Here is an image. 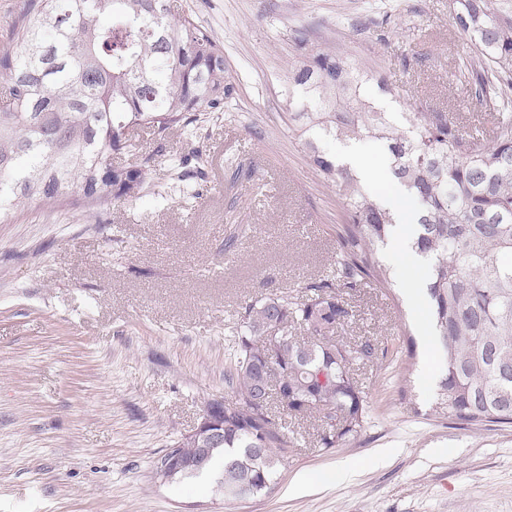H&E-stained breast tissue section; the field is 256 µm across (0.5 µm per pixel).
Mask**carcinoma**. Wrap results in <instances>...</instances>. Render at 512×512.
Instances as JSON below:
<instances>
[{"label":"carcinoma","instance_id":"carcinoma-1","mask_svg":"<svg viewBox=\"0 0 512 512\" xmlns=\"http://www.w3.org/2000/svg\"><path fill=\"white\" fill-rule=\"evenodd\" d=\"M452 19L504 86L491 139L442 112L401 122L367 99L365 76L348 59L318 52L293 77L289 107L305 131L378 142L391 177L414 201L410 249L424 262L428 317L441 356L431 410L466 425L512 424V0H453ZM0 215L25 200L50 204L69 194L88 203L130 200L154 156L138 158L133 131L164 138L197 115L224 107L232 86L224 51L169 0H27L0 48ZM125 152L137 158L114 164ZM344 200L346 235L335 281L310 283L243 307L227 375L233 399L208 403L224 424L216 442L186 435L159 461L178 456L171 478L210 476L227 498L242 483L266 493L292 444L281 415L313 416L328 452L357 436L371 412L355 367L387 350L336 331L350 320L347 295L390 271L375 261L400 217L366 192L359 173L314 156ZM294 325L304 331L297 338ZM282 338L265 345L271 327ZM208 449L196 467L197 449Z\"/></svg>","mask_w":512,"mask_h":512}]
</instances>
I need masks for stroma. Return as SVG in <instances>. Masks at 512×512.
I'll use <instances>...</instances> for the list:
<instances>
[{
  "label": "stroma",
  "mask_w": 512,
  "mask_h": 512,
  "mask_svg": "<svg viewBox=\"0 0 512 512\" xmlns=\"http://www.w3.org/2000/svg\"><path fill=\"white\" fill-rule=\"evenodd\" d=\"M170 2L223 46L233 85L194 127L140 136L147 153L198 150L190 178L162 199L172 171L158 165L138 199L32 201L0 221V512H512V427L431 413L438 345L409 302L415 270L389 254L393 284L362 286L344 332L390 352L358 372L371 403L360 436L324 454L315 421L289 419L297 443L256 497L155 477L207 403L231 399L243 305L334 278L342 203L313 155L345 146L297 131L287 74L305 50L375 74L367 95L389 112H444L489 134L495 100L451 0ZM347 460L359 468L343 479Z\"/></svg>",
  "instance_id": "35a3bbf8"
}]
</instances>
